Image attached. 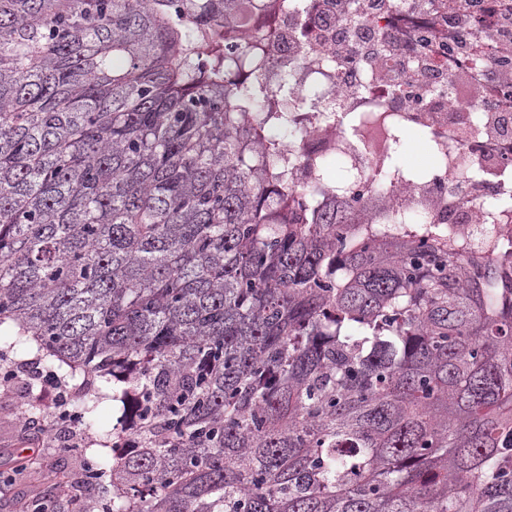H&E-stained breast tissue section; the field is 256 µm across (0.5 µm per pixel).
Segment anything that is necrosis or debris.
Returning <instances> with one entry per match:
<instances>
[{
    "label": "necrosis or debris",
    "mask_w": 512,
    "mask_h": 512,
    "mask_svg": "<svg viewBox=\"0 0 512 512\" xmlns=\"http://www.w3.org/2000/svg\"><path fill=\"white\" fill-rule=\"evenodd\" d=\"M358 13L356 23L346 17ZM273 26L272 66L288 65L304 98V151L340 156L366 177L388 151L385 130L355 140L338 125L348 112H380L424 131L445 157L417 182L391 180L385 209L410 211L465 242L466 258L494 256L512 240V213L486 222L489 197L512 195V0H308L272 18L247 16L240 39Z\"/></svg>",
    "instance_id": "1"
}]
</instances>
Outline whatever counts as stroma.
I'll return each instance as SVG.
<instances>
[{
	"label": "stroma",
	"mask_w": 512,
	"mask_h": 512,
	"mask_svg": "<svg viewBox=\"0 0 512 512\" xmlns=\"http://www.w3.org/2000/svg\"><path fill=\"white\" fill-rule=\"evenodd\" d=\"M49 411L51 400L38 381L19 374L0 391V512H17L33 498L47 496L57 481L81 476L84 457L65 448L44 447L19 429L29 405Z\"/></svg>",
	"instance_id": "1"
}]
</instances>
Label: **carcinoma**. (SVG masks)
<instances>
[{
    "label": "carcinoma",
    "instance_id": "cac0c4a2",
    "mask_svg": "<svg viewBox=\"0 0 512 512\" xmlns=\"http://www.w3.org/2000/svg\"><path fill=\"white\" fill-rule=\"evenodd\" d=\"M240 2L0 0V361L121 404L108 512H512V251L295 182Z\"/></svg>",
    "mask_w": 512,
    "mask_h": 512
}]
</instances>
